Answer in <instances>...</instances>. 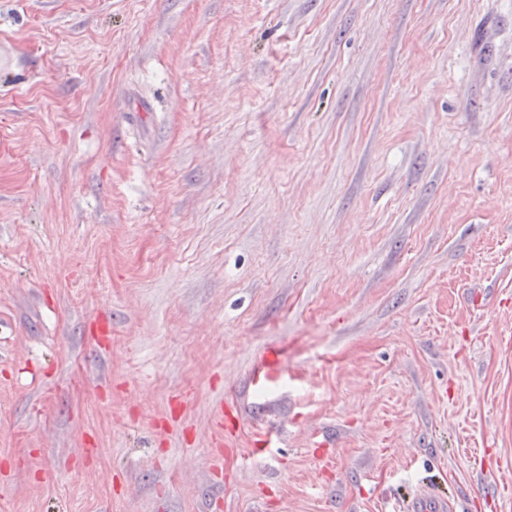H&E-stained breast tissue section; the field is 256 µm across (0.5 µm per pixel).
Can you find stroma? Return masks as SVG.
Segmentation results:
<instances>
[{
    "label": "stroma",
    "instance_id": "35a3bbf8",
    "mask_svg": "<svg viewBox=\"0 0 512 512\" xmlns=\"http://www.w3.org/2000/svg\"><path fill=\"white\" fill-rule=\"evenodd\" d=\"M425 478L512 512V0H0V512ZM286 350L279 345L266 347L256 359L252 381L258 384L262 379L270 378L282 371L286 359Z\"/></svg>",
    "mask_w": 512,
    "mask_h": 512
}]
</instances>
